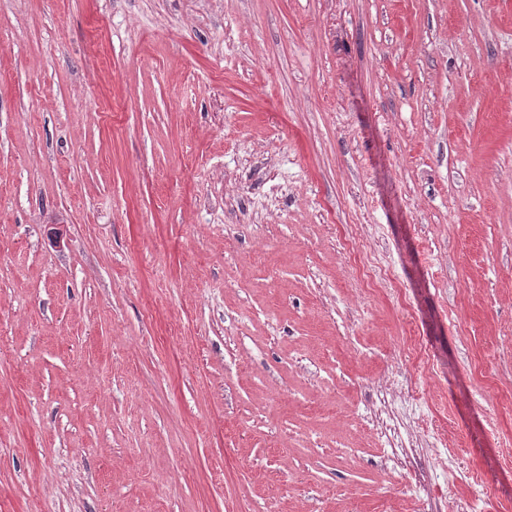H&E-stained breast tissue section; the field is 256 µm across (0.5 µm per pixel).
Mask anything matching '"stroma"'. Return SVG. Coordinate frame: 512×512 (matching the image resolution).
<instances>
[{"label":"stroma","instance_id":"obj_1","mask_svg":"<svg viewBox=\"0 0 512 512\" xmlns=\"http://www.w3.org/2000/svg\"><path fill=\"white\" fill-rule=\"evenodd\" d=\"M0 512H512V0H0Z\"/></svg>","mask_w":512,"mask_h":512}]
</instances>
